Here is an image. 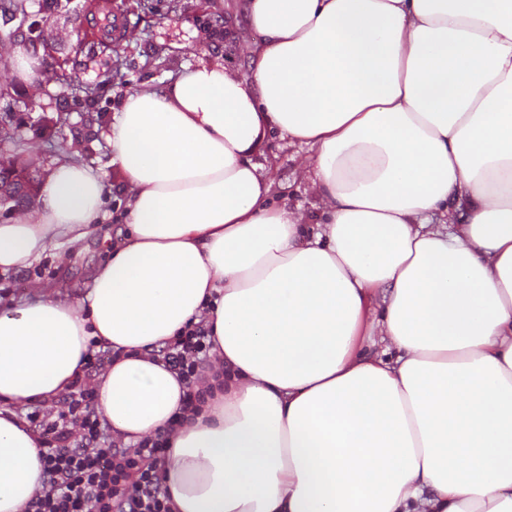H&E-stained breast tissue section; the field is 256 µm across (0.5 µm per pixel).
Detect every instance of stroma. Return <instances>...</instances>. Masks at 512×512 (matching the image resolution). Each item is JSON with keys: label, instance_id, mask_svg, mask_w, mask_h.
I'll return each mask as SVG.
<instances>
[{"label": "stroma", "instance_id": "obj_1", "mask_svg": "<svg viewBox=\"0 0 512 512\" xmlns=\"http://www.w3.org/2000/svg\"><path fill=\"white\" fill-rule=\"evenodd\" d=\"M151 2L155 7L151 13L141 8V0L115 2L127 23L118 50L122 60L119 74H112L111 59L101 55L77 66L66 78L45 80L35 87L18 80L9 93H0V113L12 111L16 127L14 141L0 142V155L22 161L27 146L34 145L47 162L58 156L62 145L73 142L79 149V161L104 172L108 188L106 209L110 213L81 249L70 251L65 264H56L47 255L20 272L0 275V297L31 299L30 285L39 279L58 286L61 294L79 296L88 289L94 270L106 261L104 238L118 230L115 215L125 201V193L122 178L111 163L110 148L96 128L111 122L125 90L164 86L184 66L203 60L221 61L239 76L249 77L245 47L258 35L246 22L244 0H178L180 8L175 12L168 11L169 0ZM219 18L233 23L231 42L216 39L205 43L196 38V31ZM87 84L101 87L100 96L92 105L76 99L71 92L72 86ZM261 150L273 162L275 201L313 211L317 199L299 174L302 150L275 132L267 134Z\"/></svg>", "mask_w": 512, "mask_h": 512}]
</instances>
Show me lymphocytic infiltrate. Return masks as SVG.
Segmentation results:
<instances>
[{
    "label": "lymphocytic infiltrate",
    "instance_id": "obj_1",
    "mask_svg": "<svg viewBox=\"0 0 512 512\" xmlns=\"http://www.w3.org/2000/svg\"><path fill=\"white\" fill-rule=\"evenodd\" d=\"M212 347L207 329L197 323L160 350L188 387L187 406L204 396L200 385L215 368ZM104 360L101 353L90 355L83 376L53 406L28 412L45 481L24 512H172L163 487L168 433L126 446L100 425L93 379Z\"/></svg>",
    "mask_w": 512,
    "mask_h": 512
}]
</instances>
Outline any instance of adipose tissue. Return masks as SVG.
<instances>
[{"mask_svg": "<svg viewBox=\"0 0 512 512\" xmlns=\"http://www.w3.org/2000/svg\"><path fill=\"white\" fill-rule=\"evenodd\" d=\"M249 79L187 67L100 135L126 190L78 302L0 310V512L42 487L16 411L83 375L136 444L170 430L172 512H512V0H247ZM319 201L273 199L267 132ZM52 162L0 222V272L106 217ZM205 322L224 376L196 412L153 349ZM184 414L179 427L174 415Z\"/></svg>", "mask_w": 512, "mask_h": 512, "instance_id": "ef3b65f1", "label": "adipose tissue"}]
</instances>
